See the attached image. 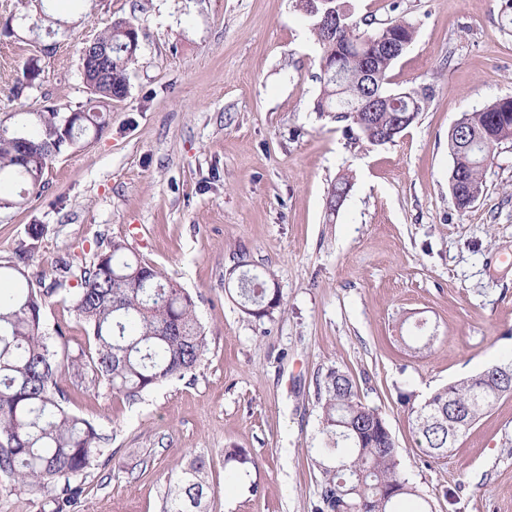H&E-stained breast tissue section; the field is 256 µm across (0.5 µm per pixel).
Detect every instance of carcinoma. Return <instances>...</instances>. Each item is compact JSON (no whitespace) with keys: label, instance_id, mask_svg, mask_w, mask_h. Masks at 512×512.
I'll return each mask as SVG.
<instances>
[{"label":"carcinoma","instance_id":"obj_1","mask_svg":"<svg viewBox=\"0 0 512 512\" xmlns=\"http://www.w3.org/2000/svg\"><path fill=\"white\" fill-rule=\"evenodd\" d=\"M299 5L320 50L315 111L338 113L350 131L356 114L386 129L402 116L417 118L426 110L433 96L429 85L402 91L393 105L384 101L376 108L372 102L390 93L388 71L399 57L390 48L413 42L411 23L398 17L377 31L362 30L347 0H299ZM137 36L139 26L129 20L115 21L99 34L112 43L115 94L129 81L135 57L128 49ZM68 117L53 109L0 118L1 205L21 206L25 197L41 195L53 159L108 125V113L89 109L79 113L64 136ZM461 123L458 133L475 146L460 147L448 135L450 173L457 180L451 196L459 209L465 208L466 195L484 192L489 151L512 142V99L467 113ZM44 233L43 225H31L14 256L0 260V476L48 499L52 512H74L84 476L105 448L99 429L66 406L63 373L80 379L90 373L113 393L138 397L194 370L206 353L207 336L194 297L140 260L125 242L114 240L80 268L72 305L95 353L71 354L63 329L51 336L45 328L44 311L55 289L35 287L28 272ZM234 271L247 314L262 318L281 307L271 274L251 267L246 254L236 257ZM506 371H512V355L449 383L417 405L411 395L401 396L427 456L447 454L459 435L509 396ZM317 404L323 441L315 449L322 475L315 512H433L400 470L397 444L384 418L362 402L347 372L327 371L317 386ZM254 466L247 449H224V468L231 476H243ZM213 493L206 460L191 459L169 486L163 512H207Z\"/></svg>","mask_w":512,"mask_h":512}]
</instances>
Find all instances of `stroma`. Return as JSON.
I'll return each mask as SVG.
<instances>
[{"instance_id": "stroma-1", "label": "stroma", "mask_w": 512, "mask_h": 512, "mask_svg": "<svg viewBox=\"0 0 512 512\" xmlns=\"http://www.w3.org/2000/svg\"><path fill=\"white\" fill-rule=\"evenodd\" d=\"M355 17H403L412 45L390 89L434 97L395 140L373 146L317 112L319 48L295 0H0V117L91 108L81 48L118 19L140 24L129 92L96 138L59 155L45 188L0 208V258L29 225L45 235L32 278L115 239L191 293L208 350L183 379L135 399L64 377L68 406L98 425L107 465L90 469L75 512H161L178 462L204 457L208 512H314L321 479L316 383L348 371L378 409L402 471L435 512H512V397L441 458L417 444L401 394L426 399L512 353V143L488 163L469 208L448 191V130L512 98V28L502 0H351ZM43 72L19 87L29 58ZM348 178L337 210L332 186ZM270 271L283 305L247 315L226 286L236 253ZM68 277L45 311L87 349ZM436 339L410 352L401 325ZM257 462L227 482L224 451Z\"/></svg>"}]
</instances>
